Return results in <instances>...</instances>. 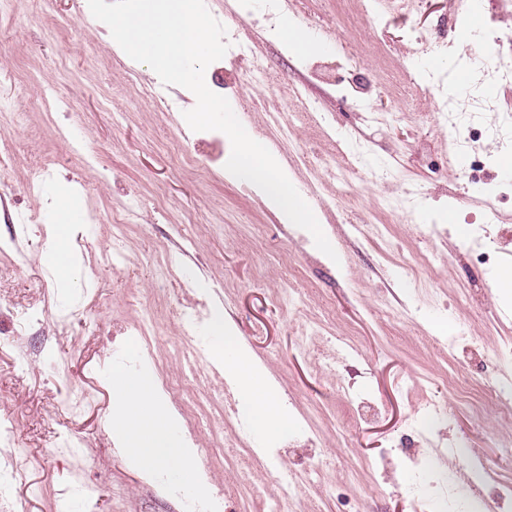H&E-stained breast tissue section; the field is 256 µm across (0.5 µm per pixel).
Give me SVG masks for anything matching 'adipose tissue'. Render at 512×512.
<instances>
[{"label": "adipose tissue", "instance_id": "ef3b65f1", "mask_svg": "<svg viewBox=\"0 0 512 512\" xmlns=\"http://www.w3.org/2000/svg\"><path fill=\"white\" fill-rule=\"evenodd\" d=\"M241 398L255 428L262 432H284L288 420L278 407L269 387L256 375L247 359H236L231 365ZM116 434L120 450L128 458L148 470L163 467L187 482L197 474L191 449L177 447L167 439L175 427L164 396L149 375L118 371L112 377Z\"/></svg>", "mask_w": 512, "mask_h": 512}]
</instances>
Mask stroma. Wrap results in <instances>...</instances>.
<instances>
[{"label":"stroma","mask_w":512,"mask_h":512,"mask_svg":"<svg viewBox=\"0 0 512 512\" xmlns=\"http://www.w3.org/2000/svg\"><path fill=\"white\" fill-rule=\"evenodd\" d=\"M362 6L367 16L350 21L336 0H288L279 22L306 34L310 48L303 54L291 52L261 16L242 30L273 81L241 84L231 108L317 210L337 254L319 265L298 262L294 293L281 260L283 241L260 232L261 225L277 223L275 212L252 183L226 168L185 161L193 150L180 133L189 98L169 87L180 109L162 111L146 93L153 80L144 64L124 53L83 0H54L0 44V104L19 99L26 106L18 120L0 111V148L12 156L0 174V196L11 200L12 212L48 214L45 224L30 226L16 246L0 252V421L10 423L15 436L0 504L18 503L20 512H188L179 490L200 498L223 490L230 512H268L270 498L281 493L280 472L314 457L328 466L299 488L297 512H349L354 505L362 512H448L447 503L429 507L406 494L415 475L401 468L398 442L414 413L447 397L445 376L455 360L477 382L484 348L512 353V284L502 280L503 269L512 267V245L500 250V267L488 274L447 259L481 212L466 198L462 173L445 162L444 102L409 61L417 34L437 33L456 0H421L409 15L386 0ZM51 23L58 29L53 39L45 36ZM324 60L349 63L347 95L317 76L314 66ZM49 83L72 100L71 112L55 117L41 107ZM292 88L317 102L325 120L296 124L288 146L268 127L266 112L272 104L292 110ZM370 112L385 113L387 124L368 123ZM327 131L344 140L359 134L379 170L376 180L356 182L354 206L338 201L330 168L292 163L300 149L320 154ZM46 159L53 178L31 193L32 173ZM417 186L424 190L421 210L389 215L379 209L382 198ZM452 193L461 195L460 204L449 205ZM64 196L84 215L65 281L45 260L55 248L49 227L63 218L58 201ZM131 196L141 198L142 207L137 223L126 228V259L116 271L102 255L112 249V209ZM429 216L449 224L451 234L443 260L417 281L402 274L395 257L382 258L349 230L362 222L391 225L396 254L413 255L427 248L413 229ZM163 256L178 265L179 281L157 275ZM185 289L208 294L235 338L231 349L212 352L213 385L228 378L225 360L247 356L286 410L289 436L313 427L308 446L242 470L231 455L214 456L226 440L223 410L192 425L194 399L177 391L169 396L179 416L174 437L190 442L196 464L208 469L201 486L169 472L156 480L117 452L109 427L118 367L112 346L122 341L125 324L152 310L155 360L136 369L181 379L178 350L188 338L176 310ZM31 310L42 311L41 325L15 335L16 321ZM459 317L468 319L474 341L456 358L419 343L424 331L447 338ZM306 325L315 332V347L299 341ZM76 390L90 394L87 405H73ZM438 431L467 458L492 460L497 480L512 482V453L502 447L512 428L499 424L496 411L478 420L469 407H457ZM466 460L448 456L436 469L457 470L467 482L473 469Z\"/></svg>","instance_id":"obj_1"}]
</instances>
